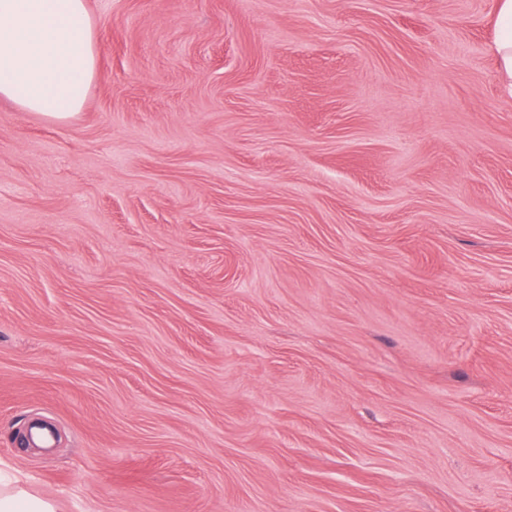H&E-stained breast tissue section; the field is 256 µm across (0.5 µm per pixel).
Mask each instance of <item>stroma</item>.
<instances>
[{
  "label": "stroma",
  "instance_id": "stroma-1",
  "mask_svg": "<svg viewBox=\"0 0 512 512\" xmlns=\"http://www.w3.org/2000/svg\"><path fill=\"white\" fill-rule=\"evenodd\" d=\"M0 100V475L57 512H512L497 0H86ZM85 0H0V99L65 122L96 77Z\"/></svg>",
  "mask_w": 512,
  "mask_h": 512
}]
</instances>
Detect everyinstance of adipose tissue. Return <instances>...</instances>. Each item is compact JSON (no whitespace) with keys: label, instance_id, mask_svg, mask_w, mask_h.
I'll use <instances>...</instances> for the list:
<instances>
[{"label":"adipose tissue","instance_id":"1","mask_svg":"<svg viewBox=\"0 0 512 512\" xmlns=\"http://www.w3.org/2000/svg\"><path fill=\"white\" fill-rule=\"evenodd\" d=\"M499 76L512 90V0H498ZM86 0H0V99L65 122L81 111L96 77Z\"/></svg>","mask_w":512,"mask_h":512}]
</instances>
